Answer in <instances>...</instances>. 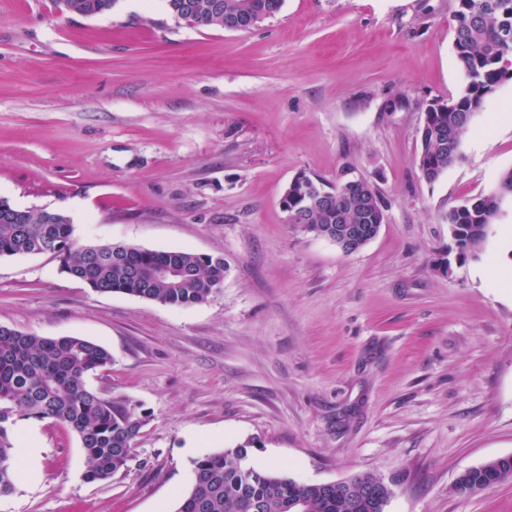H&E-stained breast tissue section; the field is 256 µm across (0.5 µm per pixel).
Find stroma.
Listing matches in <instances>:
<instances>
[{
    "mask_svg": "<svg viewBox=\"0 0 512 512\" xmlns=\"http://www.w3.org/2000/svg\"><path fill=\"white\" fill-rule=\"evenodd\" d=\"M458 0H284L247 32L196 29L164 0L92 17L0 0V200L61 211L82 244L223 257V285L173 308L71 278L51 254L0 257V326L112 355L100 396L148 412L128 471L84 477L78 435L33 437L0 512H174L195 456L254 439L251 464L304 483L373 473L385 512H512V482L466 469L512 455V197L478 255L445 216L512 169V78L436 181L416 165L434 101L463 90ZM368 180L385 206L359 251L287 224L301 173ZM495 460L496 459L489 461L479 467L467 469L461 474H466V482L472 486H477L478 488H476V490H483L505 482L507 474L501 475V470L495 463Z\"/></svg>",
    "mask_w": 512,
    "mask_h": 512,
    "instance_id": "35a3bbf8",
    "label": "stroma"
}]
</instances>
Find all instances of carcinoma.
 Instances as JSON below:
<instances>
[{
    "label": "carcinoma",
    "mask_w": 512,
    "mask_h": 512,
    "mask_svg": "<svg viewBox=\"0 0 512 512\" xmlns=\"http://www.w3.org/2000/svg\"><path fill=\"white\" fill-rule=\"evenodd\" d=\"M177 19L192 12L198 29L250 30L248 12L281 11L283 0H165ZM115 0H59V8L82 16L110 10ZM454 49L464 87L441 109L425 113L418 131L417 165L433 182L461 157L462 136L474 122L485 98L512 77V0H459L452 16ZM512 194V170L498 187L448 209V226L460 254H477L489 224ZM378 196L365 179L328 183L304 176L293 180L281 198L287 223L305 234L334 243L339 224L362 227L380 221ZM74 225L61 212L17 209L0 219V257L52 252L70 276L101 293H122L171 307L206 302L224 282V258L183 250L155 251L132 244L74 243ZM173 274L157 277L154 269ZM112 362L109 351L79 336L47 338L0 327V497L15 490L19 477L13 427L20 420L51 419L80 438L86 456L85 477L109 483L135 458V445L146 424L123 397L103 398L87 377ZM250 439L233 448L193 461V481L175 512H384L392 489L368 488L364 475L346 494L323 483H301L280 472L249 463ZM466 482L483 490L505 481L495 461L464 471Z\"/></svg>",
    "instance_id": "1"
}]
</instances>
